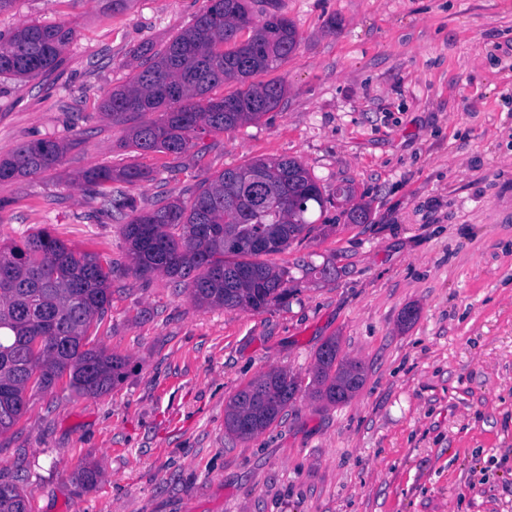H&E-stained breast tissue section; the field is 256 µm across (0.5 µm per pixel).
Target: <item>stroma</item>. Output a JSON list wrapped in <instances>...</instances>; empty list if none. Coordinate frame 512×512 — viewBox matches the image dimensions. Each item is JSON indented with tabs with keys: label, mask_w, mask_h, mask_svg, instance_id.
Instances as JSON below:
<instances>
[{
	"label": "stroma",
	"mask_w": 512,
	"mask_h": 512,
	"mask_svg": "<svg viewBox=\"0 0 512 512\" xmlns=\"http://www.w3.org/2000/svg\"><path fill=\"white\" fill-rule=\"evenodd\" d=\"M204 5L17 0L0 13L1 34L73 30L61 70L0 77V157L70 144L54 170L0 182V240L45 229L98 253L112 302L90 340L128 362L100 394L63 378L32 396L0 437V476L29 512H512V0H282L301 42L271 73L288 87L280 106L181 154L138 151L137 117L99 105L139 46L164 48ZM284 156L326 194L352 183L371 217L340 221L336 199L332 226L269 256L293 282L259 312L135 275L121 225L79 181L94 165L141 167L152 178L130 192L149 209ZM331 338L364 371L348 402L303 392L262 433H227L239 389L275 368L309 382ZM86 464L101 472L90 488L72 478Z\"/></svg>",
	"instance_id": "1"
}]
</instances>
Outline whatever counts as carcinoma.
Returning a JSON list of instances; mask_svg holds the SVG:
<instances>
[{
	"label": "carcinoma",
	"instance_id": "carcinoma-1",
	"mask_svg": "<svg viewBox=\"0 0 512 512\" xmlns=\"http://www.w3.org/2000/svg\"><path fill=\"white\" fill-rule=\"evenodd\" d=\"M252 0H207L189 27L161 51L143 47L130 80L102 100L114 118L142 117L128 143L143 152L181 154L212 132L259 121L286 94L281 79L253 82L278 69L300 44L297 29L278 6L254 20ZM72 30L63 23H23L0 34V74L20 80L46 77L64 63ZM240 87L216 96L228 83ZM160 113V118L150 115ZM70 144L39 138L0 158V181L49 172ZM150 173L136 166H93L82 174L102 210L123 222L129 267L141 276L163 274L184 285L200 306L260 311L288 295L289 271L257 260L285 250L322 220L331 199L294 158H255L206 180L189 201L160 199L139 208L127 186ZM370 205L346 214L363 224ZM263 239L257 246L253 239ZM109 272L97 254L77 253L45 230L0 244V435L27 407L28 391L47 392L69 376L71 391L101 393L124 375L126 363L89 345L88 330L110 303ZM336 339L316 354L311 395L329 404L348 401L364 382L361 367L338 358ZM302 390L283 369L263 373L232 397L227 430L248 439L266 429ZM100 477L94 465L73 473L83 486ZM0 512H28L21 488L0 482Z\"/></svg>",
	"mask_w": 512,
	"mask_h": 512
}]
</instances>
